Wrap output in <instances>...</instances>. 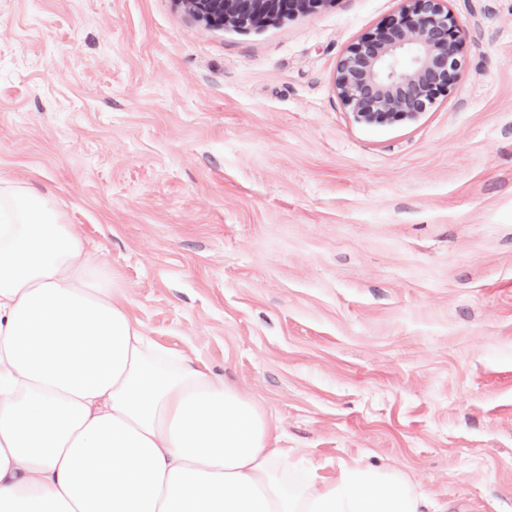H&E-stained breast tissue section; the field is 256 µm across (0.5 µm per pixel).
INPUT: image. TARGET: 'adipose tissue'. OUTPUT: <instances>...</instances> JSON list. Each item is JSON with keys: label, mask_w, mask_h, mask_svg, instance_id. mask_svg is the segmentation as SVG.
<instances>
[{"label": "adipose tissue", "mask_w": 512, "mask_h": 512, "mask_svg": "<svg viewBox=\"0 0 512 512\" xmlns=\"http://www.w3.org/2000/svg\"><path fill=\"white\" fill-rule=\"evenodd\" d=\"M44 196L0 178V512H422L399 468H286L266 411L153 345Z\"/></svg>", "instance_id": "adipose-tissue-1"}]
</instances>
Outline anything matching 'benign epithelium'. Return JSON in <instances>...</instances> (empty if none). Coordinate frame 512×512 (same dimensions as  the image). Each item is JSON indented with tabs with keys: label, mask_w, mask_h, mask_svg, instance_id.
<instances>
[{
	"label": "benign epithelium",
	"mask_w": 512,
	"mask_h": 512,
	"mask_svg": "<svg viewBox=\"0 0 512 512\" xmlns=\"http://www.w3.org/2000/svg\"><path fill=\"white\" fill-rule=\"evenodd\" d=\"M334 0H178L194 19L249 29L320 11ZM408 6L352 44L334 86L354 119L370 126L412 122L455 85L463 63V24L447 0Z\"/></svg>",
	"instance_id": "1"
}]
</instances>
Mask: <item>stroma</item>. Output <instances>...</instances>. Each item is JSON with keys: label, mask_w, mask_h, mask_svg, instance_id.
<instances>
[{"label": "stroma", "mask_w": 512, "mask_h": 512, "mask_svg": "<svg viewBox=\"0 0 512 512\" xmlns=\"http://www.w3.org/2000/svg\"><path fill=\"white\" fill-rule=\"evenodd\" d=\"M402 5L240 31L176 0H0V175L298 468L396 466L430 505L512 512V0H449L451 93L359 124L337 62Z\"/></svg>", "instance_id": "stroma-1"}]
</instances>
